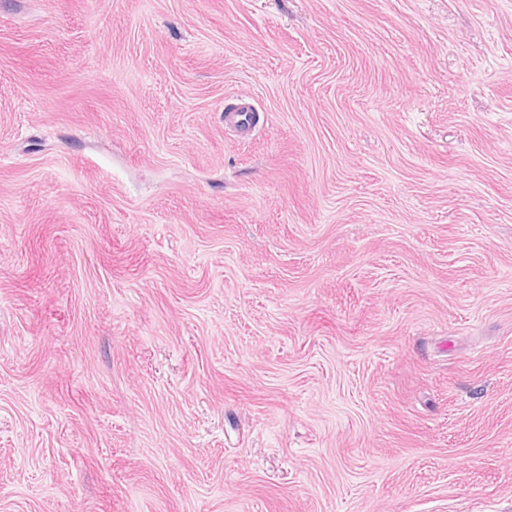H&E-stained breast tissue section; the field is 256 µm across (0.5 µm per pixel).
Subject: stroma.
Returning a JSON list of instances; mask_svg holds the SVG:
<instances>
[{
	"mask_svg": "<svg viewBox=\"0 0 512 512\" xmlns=\"http://www.w3.org/2000/svg\"><path fill=\"white\" fill-rule=\"evenodd\" d=\"M0 512H512V0H0ZM253 112L250 98L243 95L236 107L224 113V123L244 135H249L255 129Z\"/></svg>",
	"mask_w": 512,
	"mask_h": 512,
	"instance_id": "35a3bbf8",
	"label": "stroma"
}]
</instances>
